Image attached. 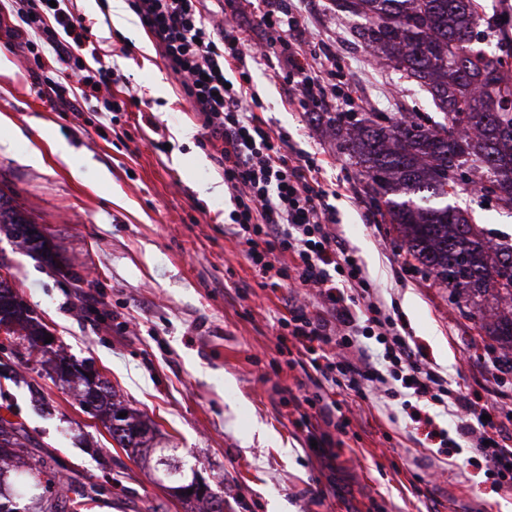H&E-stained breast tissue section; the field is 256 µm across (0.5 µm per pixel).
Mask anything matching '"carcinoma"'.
<instances>
[{
    "mask_svg": "<svg viewBox=\"0 0 512 512\" xmlns=\"http://www.w3.org/2000/svg\"><path fill=\"white\" fill-rule=\"evenodd\" d=\"M337 11L365 20V47L403 71L440 110L431 126L418 112L400 117L373 112L368 117H331L340 150L358 166L379 215L396 226L407 253L426 276L448 289L467 318L512 348V246L494 244L466 213L448 203L450 175L468 167L485 176L482 191L512 207V76L496 55L473 48L482 23L475 0H334ZM19 239L52 261L51 244L35 220L0 187V235ZM39 347L48 330L23 304L7 279L0 278V326ZM96 391L112 414L126 411L107 381L81 384V397ZM112 440L140 456L137 437L148 430L135 414L119 417ZM55 460L33 450L25 429L0 418V512H13L3 499L42 488L40 512H82L101 496L95 483L71 489L74 497L48 493L42 477L52 476ZM198 512H224L219 493L200 499Z\"/></svg>",
    "mask_w": 512,
    "mask_h": 512,
    "instance_id": "1",
    "label": "carcinoma"
}]
</instances>
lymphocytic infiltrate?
<instances>
[{
    "instance_id": "1",
    "label": "lymphocytic infiltrate",
    "mask_w": 512,
    "mask_h": 512,
    "mask_svg": "<svg viewBox=\"0 0 512 512\" xmlns=\"http://www.w3.org/2000/svg\"><path fill=\"white\" fill-rule=\"evenodd\" d=\"M23 19L14 26V43L33 57L57 65L45 77L62 102L75 94L101 100L106 112L134 103L112 92L111 66L88 65L85 51L93 32L84 15L67 0H14ZM130 10L154 38L167 66L179 77L186 100L202 121L201 147L210 148L231 193L228 234L241 246L263 287L310 288L319 301L293 299L277 320L279 352L295 340L289 368L308 371L290 402L295 427L316 451L331 454L334 435H347L351 420L344 405L362 408L371 400L411 396L442 406L456 419V438L471 448V464L483 470L493 488L512 489V437L499 418H485L478 398L449 388L432 368L421 346L410 344L398 319L381 302L358 255L340 243L336 212L329 204L331 186L303 163L287 135L272 131L258 114L263 104L250 66L266 58L250 30L225 19L214 24L204 0H128ZM262 16L271 40L288 61V80L298 86L288 105L298 112H336L353 103L352 91L335 82L327 65L335 57L330 44L316 42L298 51L302 26L285 0H264ZM237 71L228 83L226 71ZM381 345L372 355L367 340Z\"/></svg>"
}]
</instances>
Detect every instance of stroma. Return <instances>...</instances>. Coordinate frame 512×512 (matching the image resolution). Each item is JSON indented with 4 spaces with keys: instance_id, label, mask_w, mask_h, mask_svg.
I'll return each mask as SVG.
<instances>
[{
    "instance_id": "obj_1",
    "label": "stroma",
    "mask_w": 512,
    "mask_h": 512,
    "mask_svg": "<svg viewBox=\"0 0 512 512\" xmlns=\"http://www.w3.org/2000/svg\"><path fill=\"white\" fill-rule=\"evenodd\" d=\"M113 0H73L93 22L113 71L130 77L154 127L118 112L104 134L95 102L53 103L33 59L5 47L0 32V182L52 242L54 267L0 235V261L56 338L54 352L0 333V416L22 424L56 460L54 490L75 481L102 488L94 512H196L157 486L54 369L63 355L98 370L117 400L154 422L158 447L222 491L224 512H512V490L494 492L469 466L467 446L446 465L400 405L374 402L353 419L335 461L310 453L283 399L295 373L277 368L276 321L284 302L224 232V174L198 145L201 120L135 14L115 20ZM475 44L512 68V0H477ZM306 36L333 45L369 112L435 116L429 95L391 66L370 61L361 18L330 0H303ZM131 54H123L124 40ZM272 55L252 69L272 130L318 158L325 183L350 182L332 198L346 246L361 258L428 361L450 384L493 404L487 352L507 346L480 332L448 289L400 275L402 236L377 213L357 168L318 114L288 108ZM166 142V150L155 141ZM66 144L59 152L58 144ZM449 202L497 242L512 243V209L487 203L470 184ZM324 495H317V488Z\"/></svg>"
}]
</instances>
